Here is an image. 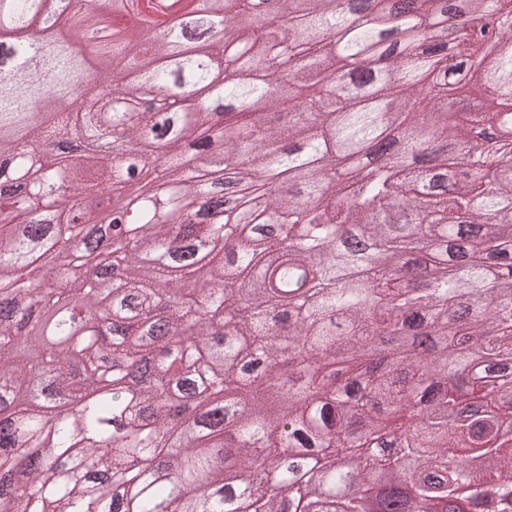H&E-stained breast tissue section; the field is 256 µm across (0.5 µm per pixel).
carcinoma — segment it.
<instances>
[{"label": "carcinoma", "mask_w": 512, "mask_h": 512, "mask_svg": "<svg viewBox=\"0 0 512 512\" xmlns=\"http://www.w3.org/2000/svg\"><path fill=\"white\" fill-rule=\"evenodd\" d=\"M215 2L222 35L173 61L136 31L76 57L56 0H0V168L25 179L0 215L27 225L0 223V471L48 449L0 512H459L462 482L512 512V6ZM369 50L374 82L323 84ZM104 227L118 292L67 261ZM45 380L78 411L46 418Z\"/></svg>", "instance_id": "obj_1"}]
</instances>
